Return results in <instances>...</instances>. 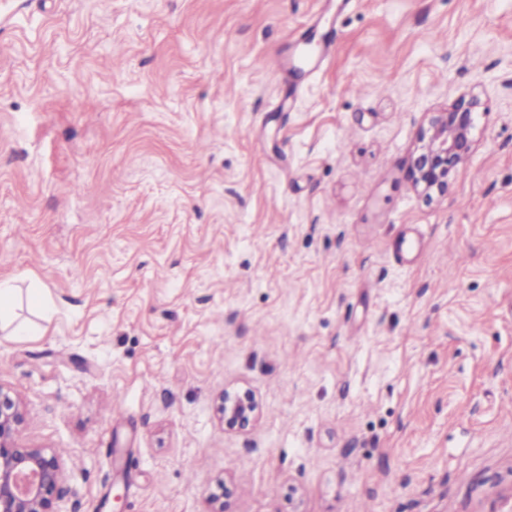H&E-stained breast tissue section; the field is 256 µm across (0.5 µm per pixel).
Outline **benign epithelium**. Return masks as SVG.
<instances>
[{
	"mask_svg": "<svg viewBox=\"0 0 512 512\" xmlns=\"http://www.w3.org/2000/svg\"><path fill=\"white\" fill-rule=\"evenodd\" d=\"M476 97L458 99L438 112L420 133L421 146L412 158L413 187L426 198L444 195L471 151L470 130ZM227 428L254 421L260 407L247 392L226 391L220 404ZM25 415L16 398L0 387V512H66L62 457L47 448H21L15 435Z\"/></svg>",
	"mask_w": 512,
	"mask_h": 512,
	"instance_id": "obj_1",
	"label": "benign epithelium"
}]
</instances>
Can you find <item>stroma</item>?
Listing matches in <instances>:
<instances>
[{"label": "stroma", "instance_id": "stroma-1", "mask_svg": "<svg viewBox=\"0 0 512 512\" xmlns=\"http://www.w3.org/2000/svg\"><path fill=\"white\" fill-rule=\"evenodd\" d=\"M326 8L0 0V387L69 512H512V0H349L265 67ZM477 107L476 97H461L445 112L435 113L421 131V146L412 158L410 175L413 187L426 198L447 194L455 173L467 160ZM224 425L227 428L243 427L259 415L260 407L247 392L225 391L220 404Z\"/></svg>", "mask_w": 512, "mask_h": 512}]
</instances>
